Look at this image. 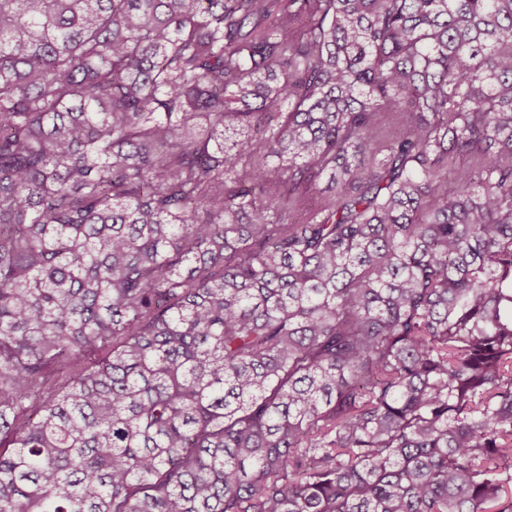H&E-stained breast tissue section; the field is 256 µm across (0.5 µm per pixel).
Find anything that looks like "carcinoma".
I'll return each instance as SVG.
<instances>
[{"mask_svg":"<svg viewBox=\"0 0 512 512\" xmlns=\"http://www.w3.org/2000/svg\"><path fill=\"white\" fill-rule=\"evenodd\" d=\"M0 512H512V0H0Z\"/></svg>","mask_w":512,"mask_h":512,"instance_id":"1","label":"carcinoma"}]
</instances>
